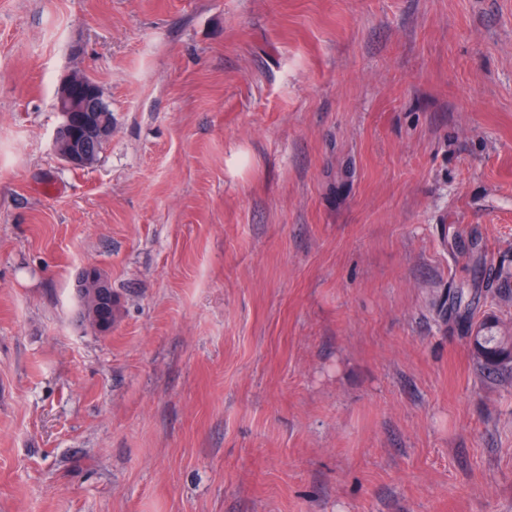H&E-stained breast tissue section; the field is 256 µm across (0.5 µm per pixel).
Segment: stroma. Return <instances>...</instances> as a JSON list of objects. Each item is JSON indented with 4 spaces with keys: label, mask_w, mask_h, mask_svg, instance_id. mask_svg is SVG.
<instances>
[{
    "label": "stroma",
    "mask_w": 512,
    "mask_h": 512,
    "mask_svg": "<svg viewBox=\"0 0 512 512\" xmlns=\"http://www.w3.org/2000/svg\"><path fill=\"white\" fill-rule=\"evenodd\" d=\"M74 71L112 112L78 171ZM485 318L512 0H0V512H512ZM79 80L82 87L75 92L72 74L67 76L60 82L56 97L57 109L63 116L58 135L70 146L67 152L59 153V156L64 164L73 170H81L88 159L96 154L99 143L107 141L112 134V125L106 122L107 120L112 123V112H108L100 98L99 85L86 74L81 75ZM98 112H103L106 120L98 116ZM86 123L92 124L90 135L78 138L75 128ZM102 149L103 147L95 155L92 164L98 160ZM495 327V323L488 320L469 326L474 356L480 369L488 376L494 375L503 364L512 362V340L497 336Z\"/></svg>",
    "instance_id": "1"
}]
</instances>
